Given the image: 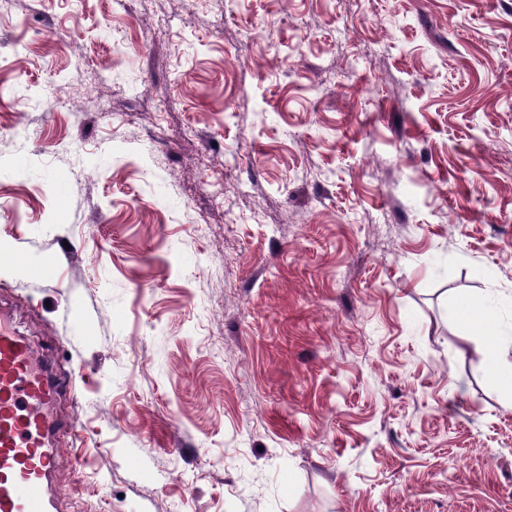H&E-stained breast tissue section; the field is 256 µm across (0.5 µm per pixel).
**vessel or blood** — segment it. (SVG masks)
I'll use <instances>...</instances> for the list:
<instances>
[{"mask_svg":"<svg viewBox=\"0 0 512 512\" xmlns=\"http://www.w3.org/2000/svg\"><path fill=\"white\" fill-rule=\"evenodd\" d=\"M61 384L29 341L0 323V512H53L52 409Z\"/></svg>","mask_w":512,"mask_h":512,"instance_id":"vessel-or-blood-1","label":"vessel or blood"}]
</instances>
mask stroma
Returning <instances> with one entry per match:
<instances>
[{"label": "stroma", "instance_id": "1", "mask_svg": "<svg viewBox=\"0 0 512 512\" xmlns=\"http://www.w3.org/2000/svg\"><path fill=\"white\" fill-rule=\"evenodd\" d=\"M0 309L57 512H512V0H17Z\"/></svg>", "mask_w": 512, "mask_h": 512}]
</instances>
